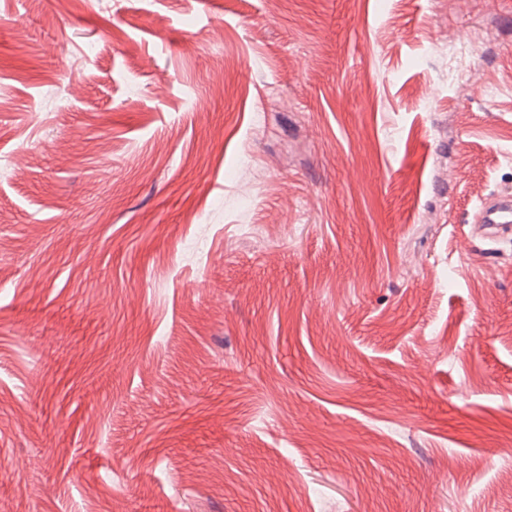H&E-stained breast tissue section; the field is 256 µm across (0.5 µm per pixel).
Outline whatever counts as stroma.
<instances>
[{
  "mask_svg": "<svg viewBox=\"0 0 512 512\" xmlns=\"http://www.w3.org/2000/svg\"><path fill=\"white\" fill-rule=\"evenodd\" d=\"M512 0H0V512H512ZM478 222L483 224L490 240L508 234L512 229V194L494 193L482 200L478 206Z\"/></svg>",
  "mask_w": 512,
  "mask_h": 512,
  "instance_id": "1",
  "label": "stroma"
}]
</instances>
